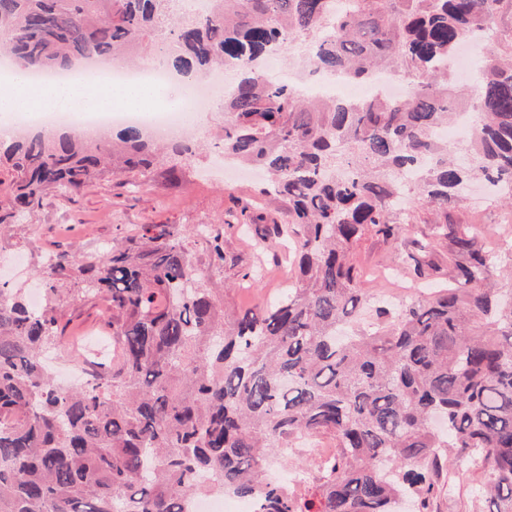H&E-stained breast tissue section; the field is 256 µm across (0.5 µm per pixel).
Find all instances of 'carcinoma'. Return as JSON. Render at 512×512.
Returning a JSON list of instances; mask_svg holds the SVG:
<instances>
[{
    "label": "carcinoma",
    "mask_w": 512,
    "mask_h": 512,
    "mask_svg": "<svg viewBox=\"0 0 512 512\" xmlns=\"http://www.w3.org/2000/svg\"><path fill=\"white\" fill-rule=\"evenodd\" d=\"M512 0H214L190 16L178 0H0L3 50L22 76L67 72L97 57L163 53L194 83L216 68L224 92L218 153L261 168L262 193L288 200L256 245L290 238L299 274L260 310L230 309L224 285L192 261L190 236L224 266L226 240L205 225L143 224L100 253H61L38 271L42 305L0 284V512H186L212 488L253 512H435L444 477L462 462L482 472L485 512H512V266L474 224L433 223L410 256L432 288L389 304L363 287L354 247L386 240L407 191L434 213L469 180L512 185V56L491 39ZM485 42L476 126L462 166L435 130L454 120L448 60ZM301 46L312 70L366 80L411 79L398 97L306 100L265 74L267 59ZM167 156L136 126L90 141L75 130L19 138L0 162L14 172L0 224L80 190L110 166L144 180ZM414 180L403 189L400 177ZM448 247L446 268L424 260ZM112 312V373L64 388L48 354L64 340L66 303ZM338 454L297 484L264 476L301 439Z\"/></svg>",
    "instance_id": "1"
}]
</instances>
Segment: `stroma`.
<instances>
[{"mask_svg":"<svg viewBox=\"0 0 512 512\" xmlns=\"http://www.w3.org/2000/svg\"><path fill=\"white\" fill-rule=\"evenodd\" d=\"M261 180L242 171L215 167L211 154H201L190 163L170 166L162 162L149 180L136 189L129 188L125 177L106 173L78 192L52 197L49 205L26 216L0 224V256L17 251L27 256L21 274L0 272V281L26 288L43 257L62 252H95L112 242L119 230L135 231L143 224H212L222 228L230 255L241 265L253 262L250 241L252 228L234 225L242 206L251 203L266 216L274 218L287 209L285 199L265 196ZM430 211L417 201H409L406 213L395 226V235L386 240L369 234L358 243L355 257L367 271L366 288L381 291L385 300L398 303L421 287L405 269L413 240L427 234L431 227ZM452 224H475L482 242L489 247L501 240L512 241V205L498 200L484 186L467 189L463 198L448 207ZM195 260L204 279H224L230 289L227 299L244 309H255L283 292L290 272L269 264L265 278L240 283L237 271H216L210 264L203 241L193 245ZM67 333L84 342L108 336L101 307L95 303L75 304L67 309ZM473 469H456L451 473V490L442 494L438 512H478L471 498L472 489L481 482Z\"/></svg>","mask_w":512,"mask_h":512,"instance_id":"stroma-1","label":"stroma"}]
</instances>
